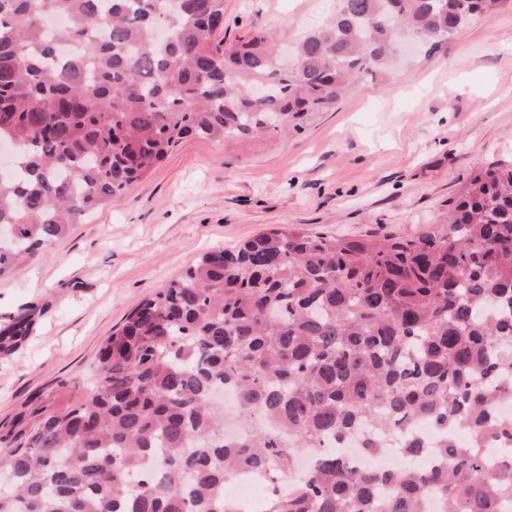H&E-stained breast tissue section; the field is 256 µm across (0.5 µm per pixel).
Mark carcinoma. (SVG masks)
<instances>
[{
    "mask_svg": "<svg viewBox=\"0 0 512 512\" xmlns=\"http://www.w3.org/2000/svg\"><path fill=\"white\" fill-rule=\"evenodd\" d=\"M512 0H338L284 64L260 31L215 37L224 0H0V277L148 175L187 137L298 130L362 76L385 72L397 39L438 45ZM50 15L70 24L47 28ZM166 38H158V28ZM34 322L0 328V353ZM512 165L470 175L448 220L412 239L349 240L278 224L204 253L130 311L101 345L93 392L58 412L22 411L0 443V512H249L224 496L240 473L269 476L259 512H499L512 465ZM235 391L241 438L224 436L217 388ZM383 414L409 465L348 467L328 443ZM462 426L441 464L413 425ZM308 474L287 482L301 451Z\"/></svg>",
    "mask_w": 512,
    "mask_h": 512,
    "instance_id": "obj_1",
    "label": "carcinoma"
}]
</instances>
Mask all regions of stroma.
<instances>
[{
	"label": "stroma",
	"mask_w": 512,
	"mask_h": 512,
	"mask_svg": "<svg viewBox=\"0 0 512 512\" xmlns=\"http://www.w3.org/2000/svg\"><path fill=\"white\" fill-rule=\"evenodd\" d=\"M336 0H224L225 43L257 31L289 46ZM512 163V6L429 54L364 78L302 130L249 141L186 138L150 175L38 258L0 278V324L35 307L0 354V431L41 401L86 399L103 340L208 249L274 224L343 238H413L440 223L467 176Z\"/></svg>",
	"instance_id": "1"
}]
</instances>
